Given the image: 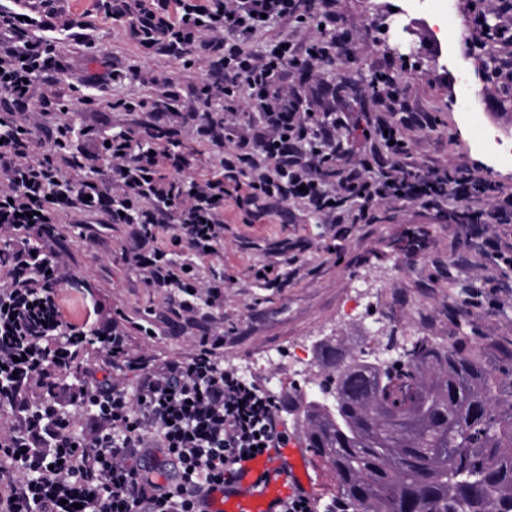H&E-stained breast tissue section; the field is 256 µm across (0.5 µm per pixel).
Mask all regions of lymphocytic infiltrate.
Here are the masks:
<instances>
[{
    "label": "lymphocytic infiltrate",
    "instance_id": "1",
    "mask_svg": "<svg viewBox=\"0 0 512 512\" xmlns=\"http://www.w3.org/2000/svg\"><path fill=\"white\" fill-rule=\"evenodd\" d=\"M134 2L157 19L172 52L204 63L201 100H223L224 113L200 118L193 133L221 160L199 172L196 154L160 112L117 130L79 126L73 148L100 188L87 203L67 191L81 171L40 150L18 112L0 113V407L13 416L0 431V455L11 462L0 470V512H202L208 495L237 480L254 447L286 444L275 396L224 366L223 277H201L171 257L176 248L199 258L223 251L225 204L244 210L250 224L272 200L301 205L327 224L373 223L384 201L416 202L438 217L494 230L512 224L511 189L473 172L422 171L394 122L377 120L370 154L344 159L340 119L312 111L305 90L285 81L328 58L325 43L272 30L302 24V0ZM27 27L23 14L0 11V96L21 108L44 103L36 73L53 52L30 42ZM261 34L269 49L259 55L250 44ZM251 109L257 120L248 119ZM44 173L64 196L48 195ZM453 201L463 202L461 212L451 211ZM105 206L113 223L129 228L125 263L201 327L190 357L135 356L119 324L91 329L65 319L59 272L67 254L56 214ZM87 334L108 357L102 377L36 408L8 386L12 377L48 383L44 344ZM128 371L137 375L135 387L125 382ZM76 410L88 420L79 431L71 425Z\"/></svg>",
    "mask_w": 512,
    "mask_h": 512
}]
</instances>
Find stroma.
<instances>
[{
    "label": "stroma",
    "mask_w": 512,
    "mask_h": 512,
    "mask_svg": "<svg viewBox=\"0 0 512 512\" xmlns=\"http://www.w3.org/2000/svg\"><path fill=\"white\" fill-rule=\"evenodd\" d=\"M486 9L492 25L512 26L504 0H458L448 15L445 0L401 15L404 0H334L336 41L333 65L290 81L311 90L315 109L333 112L347 159L368 153L366 130L375 117L371 81L388 70L412 111L431 114L434 127L409 132L414 161L421 169L448 166L479 172L512 189V163L501 162L478 145L480 128L512 137V42H499L487 55L467 22L469 6ZM0 9L31 16L54 13V32L29 28L28 38H49L56 45L51 68L39 80L54 95L51 111L58 122L124 126L130 118L116 109L119 99L152 103L158 87L183 86L178 111L218 110L220 100L196 103L194 88L204 65L142 47L126 20L108 18L100 0H0ZM81 18L82 28L63 30L65 20ZM472 76L473 107L457 101L456 64ZM122 70L126 78L97 88L85 75ZM224 249L199 261L201 273L224 274V365L251 373L276 397L317 389L322 340H339L346 357L398 358L416 339L493 349L512 336V270L501 269L490 244L492 234L474 224H451L418 204L389 202L378 208L374 224H325L299 206H284L254 224L236 207L224 214ZM100 238L87 246L67 215L57 232L68 253L65 297L79 307L88 299L102 322L122 326L133 351L156 358L190 356L199 338L168 308L164 294L147 287L122 260L130 240L125 225L105 214L90 219ZM296 273L286 287L257 283L252 268L285 266ZM490 284L482 307L467 302L473 288Z\"/></svg>",
    "instance_id": "stroma-1"
}]
</instances>
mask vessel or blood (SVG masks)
Returning a JSON list of instances; mask_svg holds the SVG:
<instances>
[{"mask_svg":"<svg viewBox=\"0 0 512 512\" xmlns=\"http://www.w3.org/2000/svg\"><path fill=\"white\" fill-rule=\"evenodd\" d=\"M308 454L299 443L274 448L243 464V476L224 492L215 493L211 512H279L281 500L294 484L310 488L306 475Z\"/></svg>","mask_w":512,"mask_h":512,"instance_id":"vessel-or-blood-1","label":"vessel or blood"}]
</instances>
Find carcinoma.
Returning <instances> with one entry per match:
<instances>
[{
	"label": "carcinoma",
	"instance_id": "cac0c4a2",
	"mask_svg": "<svg viewBox=\"0 0 512 512\" xmlns=\"http://www.w3.org/2000/svg\"><path fill=\"white\" fill-rule=\"evenodd\" d=\"M90 344L69 358L74 386ZM495 352L418 338L402 371L353 359L284 407L354 512H512V338Z\"/></svg>",
	"mask_w": 512,
	"mask_h": 512
}]
</instances>
